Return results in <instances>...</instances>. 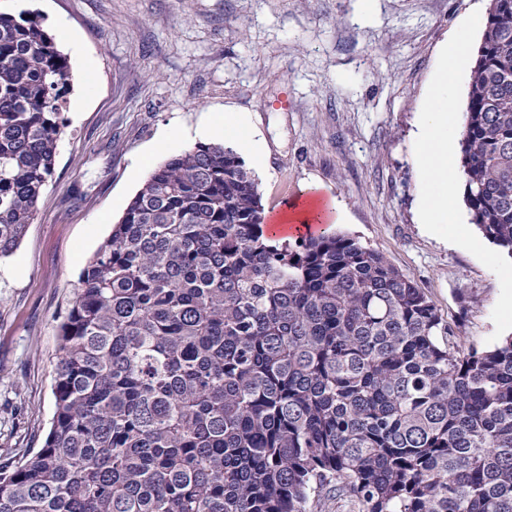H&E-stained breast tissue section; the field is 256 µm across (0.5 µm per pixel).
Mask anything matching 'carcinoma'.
Listing matches in <instances>:
<instances>
[{
  "label": "carcinoma",
  "instance_id": "obj_1",
  "mask_svg": "<svg viewBox=\"0 0 512 512\" xmlns=\"http://www.w3.org/2000/svg\"><path fill=\"white\" fill-rule=\"evenodd\" d=\"M72 68L0 14V257L53 175ZM472 223L512 255V0H492L462 130ZM342 233L271 243L255 175L197 143L145 181L58 326L43 447L0 512H512V336L467 353Z\"/></svg>",
  "mask_w": 512,
  "mask_h": 512
}]
</instances>
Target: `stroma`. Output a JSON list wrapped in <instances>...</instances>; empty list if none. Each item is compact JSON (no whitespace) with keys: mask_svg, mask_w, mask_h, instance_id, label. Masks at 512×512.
I'll return each mask as SVG.
<instances>
[{"mask_svg":"<svg viewBox=\"0 0 512 512\" xmlns=\"http://www.w3.org/2000/svg\"><path fill=\"white\" fill-rule=\"evenodd\" d=\"M491 0H0L28 10L74 77L52 180L0 258V456L42 447L54 410L57 324L89 258L147 177L227 112L223 142L255 169L264 210L333 198L336 232L376 249L454 326L491 349L497 275L419 222L412 131L441 44Z\"/></svg>","mask_w":512,"mask_h":512,"instance_id":"stroma-1","label":"stroma"}]
</instances>
